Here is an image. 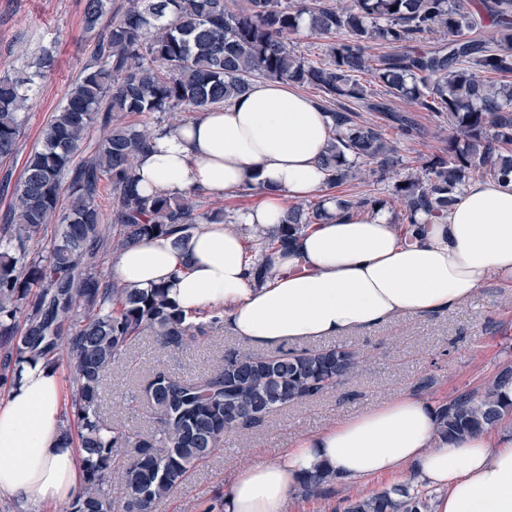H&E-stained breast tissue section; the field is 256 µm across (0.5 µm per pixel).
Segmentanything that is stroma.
I'll return each mask as SVG.
<instances>
[{
  "label": "stroma",
  "mask_w": 512,
  "mask_h": 512,
  "mask_svg": "<svg viewBox=\"0 0 512 512\" xmlns=\"http://www.w3.org/2000/svg\"><path fill=\"white\" fill-rule=\"evenodd\" d=\"M84 0H0V76L30 70L41 50L54 66L38 88L26 113L15 154L0 158V218L12 204V193L24 160L40 132L83 67L94 36L83 24ZM421 136L407 139L387 129L399 142L403 165L419 166L444 146L441 123L416 112ZM362 356L357 373L310 401L274 411L254 428L230 435L222 451L191 472L156 512H203L215 490L241 466L277 457L296 438L320 430L393 396L412 392L435 402L481 391L504 365L512 364V287L488 281L469 301L433 318L407 316L344 337ZM240 341L224 329L184 353L160 351L152 335L141 336L130 358L115 364L105 380V402L122 409V422L138 433L150 424L138 399L153 370L166 369L191 378L207 371L225 348Z\"/></svg>",
  "instance_id": "1"
}]
</instances>
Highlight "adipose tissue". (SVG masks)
Listing matches in <instances>:
<instances>
[{"label": "adipose tissue", "mask_w": 512, "mask_h": 512, "mask_svg": "<svg viewBox=\"0 0 512 512\" xmlns=\"http://www.w3.org/2000/svg\"><path fill=\"white\" fill-rule=\"evenodd\" d=\"M333 121L288 82L253 84L224 108L156 137L138 158V188L172 195L260 188L240 224L276 232L287 199L325 188L321 159ZM276 251L255 279L242 236L223 224L146 240L112 257L111 276L146 290L165 285L184 312L220 309L249 345L344 337L405 317H434L472 298L488 279L512 285V182H470L445 219L401 236L386 209L339 210ZM62 380L44 363L23 365L0 405V493L21 505L71 500L79 456L62 438ZM437 404L404 393L295 440L273 461L238 469L217 512H285L318 470L347 488L414 470L435 490L432 512H512V436L453 442L438 433Z\"/></svg>", "instance_id": "obj_1"}]
</instances>
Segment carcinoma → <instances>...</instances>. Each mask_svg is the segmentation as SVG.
Segmentation results:
<instances>
[{"label":"carcinoma","mask_w":512,"mask_h":512,"mask_svg":"<svg viewBox=\"0 0 512 512\" xmlns=\"http://www.w3.org/2000/svg\"><path fill=\"white\" fill-rule=\"evenodd\" d=\"M84 0V22L97 31L91 61L43 128L27 156L7 212L9 238L0 237V344L15 350L4 369L67 358L72 375L74 430L83 481L70 512H154L190 470L224 447L226 436L263 423L275 410L315 398L351 377L359 356L346 346L260 354L227 348L210 370L191 379L152 373L143 388L150 430L131 435L103 416L104 380L116 358L145 331L162 349L190 350L223 322L217 311L185 314L167 288H128L102 274L100 258L132 244L188 233L197 224H231L220 207L197 197L144 195L135 164L158 135L175 128L146 117L174 109L201 115L258 79H281L323 93L333 129L322 159L326 187L363 179L364 166L387 184V198L339 195L346 211L398 207L403 235L422 212L444 218L454 196L475 176L512 180V0ZM496 35L481 36L485 24ZM327 38L324 59L294 53L288 35L302 27ZM446 38L426 50L370 55L375 41L402 45L422 34ZM52 64L0 77V157L15 153L36 79ZM384 89L376 94L369 85ZM403 98L448 125L446 147L411 172H400L398 147L382 127L358 122L349 104L383 114L407 138L420 132L413 116L391 106ZM102 134L90 143L95 127ZM112 187V233L99 204ZM326 216L323 200L287 207L278 232L240 227L247 254L282 250ZM51 232L41 255L30 242ZM512 365L485 383L479 396L440 405L438 432L448 441L512 421ZM333 478L316 471L302 482L307 499L327 495ZM343 512H430L429 496L406 485L345 500Z\"/></svg>","instance_id":"obj_1"}]
</instances>
